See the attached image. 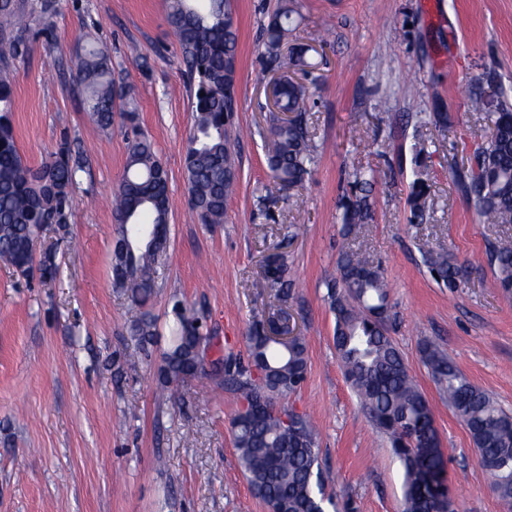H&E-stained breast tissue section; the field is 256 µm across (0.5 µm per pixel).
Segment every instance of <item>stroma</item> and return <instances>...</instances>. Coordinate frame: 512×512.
<instances>
[{"label":"stroma","mask_w":512,"mask_h":512,"mask_svg":"<svg viewBox=\"0 0 512 512\" xmlns=\"http://www.w3.org/2000/svg\"><path fill=\"white\" fill-rule=\"evenodd\" d=\"M278 0H231L239 30L234 123L239 178L222 224H199L187 203L183 156L193 86L165 16L167 0H55L33 16L10 71L12 121L23 159L38 166L61 146L84 164L67 221L42 236L54 279L0 261V512H268L251 492L231 435L241 407L218 381L164 385L160 376L175 300L196 309L224 349L245 353L255 314L278 307L261 261L288 258L286 305L308 346L307 375L287 397L312 416L330 490L350 512H404L403 471L387 437L346 381L333 345L325 277L361 250L390 285V334L431 402L457 512H512L477 462L469 433L423 361L439 345L512 412V297L493 286L491 245L512 226L488 224L450 178L470 165L489 130L470 110L512 99V0H297L293 34L309 48L307 126L317 147L302 186L281 189L265 165L272 76L263 27ZM106 44L137 126H96L83 109L70 57ZM445 112L447 130L422 114ZM143 132L169 173L171 212L161 286L145 310L155 343L130 332V303L112 285V195L128 142ZM374 171L366 223L345 228L352 174ZM427 207L412 219L410 195ZM436 250L464 264L454 286L424 264Z\"/></svg>","instance_id":"35a3bbf8"}]
</instances>
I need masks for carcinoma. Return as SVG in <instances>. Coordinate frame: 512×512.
Returning <instances> with one entry per match:
<instances>
[{
	"mask_svg": "<svg viewBox=\"0 0 512 512\" xmlns=\"http://www.w3.org/2000/svg\"><path fill=\"white\" fill-rule=\"evenodd\" d=\"M293 12L288 0H280L264 27L267 63L282 75L268 129L266 164L284 189L304 183L316 154L305 123L306 88L289 76L291 69L304 64L308 51L301 44L288 45ZM167 22L187 73L197 83L184 153L188 203L199 223L222 224L237 183L228 130L237 106V24L229 0H168ZM24 30L20 0H0V259L25 276L28 270L21 265L36 250L44 226L66 221L71 190L83 166L66 146L38 167L27 165L20 154L10 121L15 98L9 73L23 52ZM71 71L84 110L100 128L112 127L116 111L134 122V111L116 109V101L126 99L128 93L115 85L105 46L89 44L71 58ZM471 107L487 122L489 140L476 151L474 164L452 168L453 182L485 222L512 224V103L504 99L490 112L479 96ZM113 212L117 238L112 282L134 305L142 306L155 293L170 215L168 173L144 136H134L128 146ZM368 216L367 196L352 194L344 223L363 224ZM489 256L495 286L511 296L512 237L496 241ZM425 263L450 285L460 277L461 267L444 252H427ZM266 267L268 288L281 299L289 297L285 256L270 255ZM325 286L335 319L333 343L345 379L372 423L390 439L404 470L405 512H448L455 508L448 459L431 404L390 336L389 293L380 267L351 250L341 256L337 273L326 279ZM174 312L177 324L162 357V380L169 384L188 378L217 379L245 402L232 419L231 433L254 496L268 512H340L339 503L327 491L329 475L319 462L311 421L282 405L305 381V337L297 334L286 346L270 343L261 319L249 330L246 359L227 354L206 366L198 349L213 336L204 331L193 308L178 301ZM132 333L141 345L159 335L155 321L146 314L134 321ZM422 357L439 390L448 396V405L467 427L479 465L493 478V489L502 501L511 502L512 414L436 346L425 345Z\"/></svg>",
	"mask_w": 512,
	"mask_h": 512,
	"instance_id": "1",
	"label": "carcinoma"
}]
</instances>
